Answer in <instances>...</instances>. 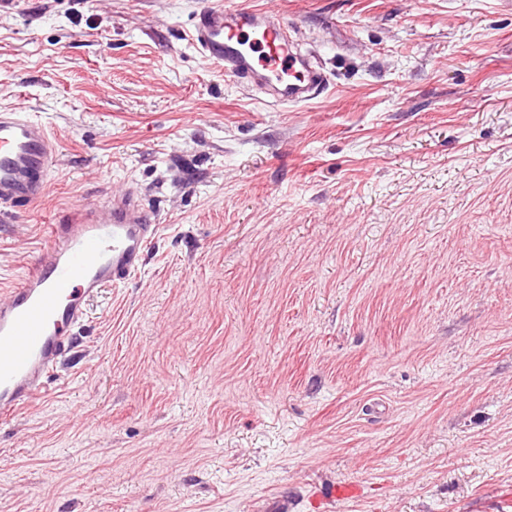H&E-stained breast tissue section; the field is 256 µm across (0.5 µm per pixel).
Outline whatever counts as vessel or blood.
<instances>
[{
  "instance_id": "b4317fda",
  "label": "vessel or blood",
  "mask_w": 512,
  "mask_h": 512,
  "mask_svg": "<svg viewBox=\"0 0 512 512\" xmlns=\"http://www.w3.org/2000/svg\"><path fill=\"white\" fill-rule=\"evenodd\" d=\"M191 41L274 104L306 103L326 88V76L295 47L276 10L202 8ZM56 152L48 127L31 112L0 107V217L44 196ZM159 231L154 215L128 193L66 211L51 224L48 245L0 301L1 424L30 405L70 357L87 299L137 275Z\"/></svg>"
}]
</instances>
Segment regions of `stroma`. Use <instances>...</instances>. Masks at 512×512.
<instances>
[{"label":"stroma","instance_id":"35a3bbf8","mask_svg":"<svg viewBox=\"0 0 512 512\" xmlns=\"http://www.w3.org/2000/svg\"><path fill=\"white\" fill-rule=\"evenodd\" d=\"M218 4L278 8L324 93L225 76ZM14 105L57 156L1 299L60 212L161 230L0 424V512H512V0H0Z\"/></svg>","mask_w":512,"mask_h":512}]
</instances>
